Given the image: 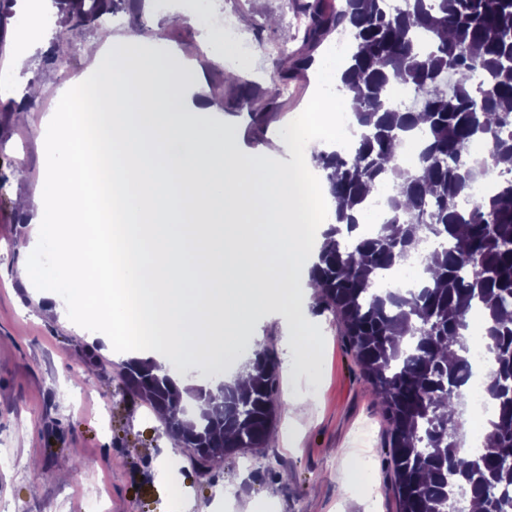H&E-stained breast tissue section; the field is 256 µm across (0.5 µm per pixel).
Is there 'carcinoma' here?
Instances as JSON below:
<instances>
[{"label":"carcinoma","instance_id":"cac0c4a2","mask_svg":"<svg viewBox=\"0 0 512 512\" xmlns=\"http://www.w3.org/2000/svg\"><path fill=\"white\" fill-rule=\"evenodd\" d=\"M67 13L61 37L74 41L93 28L109 34L104 18L120 10L142 28L140 0H57ZM305 19L303 42L317 46L331 31L351 29L350 67L341 87L354 101L358 139L346 150L313 156L325 173L330 212L319 261L317 301L331 310L355 362L389 424L399 512H452L462 492L482 512H512V0H346L341 13L325 0H289ZM310 56L286 50L275 61L270 99L283 96L293 71ZM399 79L416 105L390 103ZM429 122L417 128L414 113ZM419 131L416 165L396 149ZM477 141L488 147L484 166L495 191L473 194L481 170L470 158ZM382 184L392 185L389 217L377 232L361 233L345 206L369 209ZM434 238L420 287L382 292L377 283ZM479 312L481 345L495 364L485 393L496 405L483 448L462 447L459 412L466 408L469 322ZM279 362L258 347L243 372L249 386L230 383L213 393L190 392L197 412L176 415L172 378L156 362L121 364L130 392L149 404L174 441L202 466L265 447L275 424L273 397Z\"/></svg>","mask_w":512,"mask_h":512}]
</instances>
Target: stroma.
<instances>
[{"label": "stroma", "instance_id": "35a3bbf8", "mask_svg": "<svg viewBox=\"0 0 512 512\" xmlns=\"http://www.w3.org/2000/svg\"><path fill=\"white\" fill-rule=\"evenodd\" d=\"M209 7L236 12L242 39L255 47L243 78L256 80L258 90L242 99L223 65L202 57L197 66L208 96L237 126L244 153L277 157L279 131L310 101L317 72L295 74L274 104L267 78L280 44L302 49L304 19L283 0H249L243 8L211 0ZM142 13L145 43L181 50L201 39L198 26L170 22L152 0H144ZM102 46L96 32L85 31L66 61L38 64L21 81L61 87L72 73L90 71ZM46 118L33 108L20 123L0 110V171L20 162L31 173L0 189V456L9 459L0 465V512H88L93 504L99 512H397L379 409L335 316L315 300L303 298L298 314L325 338L316 403L299 417L279 401L277 426L291 428L290 442L271 436L265 447L225 457L222 468L205 473L188 452L174 449L154 411L127 390L123 355L102 349L66 311L45 313L38 289L15 275L33 250L32 226L18 222L15 200L33 194V176L46 165ZM351 453L370 462V499L341 481ZM25 458L75 476L32 492L20 466Z\"/></svg>", "mask_w": 512, "mask_h": 512}]
</instances>
